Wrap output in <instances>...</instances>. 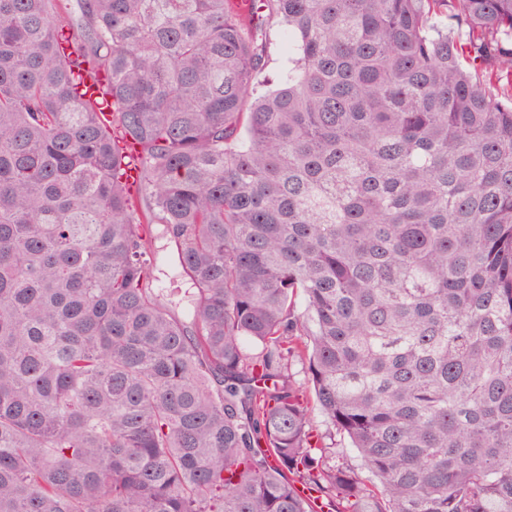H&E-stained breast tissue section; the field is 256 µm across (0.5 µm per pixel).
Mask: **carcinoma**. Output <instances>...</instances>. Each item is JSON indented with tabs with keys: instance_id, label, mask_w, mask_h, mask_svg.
<instances>
[{
	"instance_id": "carcinoma-1",
	"label": "carcinoma",
	"mask_w": 512,
	"mask_h": 512,
	"mask_svg": "<svg viewBox=\"0 0 512 512\" xmlns=\"http://www.w3.org/2000/svg\"><path fill=\"white\" fill-rule=\"evenodd\" d=\"M61 2L0 0V512H512V0ZM270 73H281L288 68V62L284 55V40L281 30L273 28L270 30ZM158 251L156 288L164 303H166L181 319L187 318L189 312L188 291L189 284L180 275L177 266V255L171 245H167L165 239L155 240ZM311 421L314 429L319 434H326L328 431H331L335 434L336 440V450L338 455L336 456V462L347 463L358 475L364 479L365 481L371 480L373 477L371 473L368 472L361 464V459L358 457L354 448H349V443L346 439L343 438L340 434H338L333 428L330 427L325 421L324 416L322 415L319 407L312 402L311 403ZM343 447V448H342ZM339 456V457H338Z\"/></svg>"
}]
</instances>
